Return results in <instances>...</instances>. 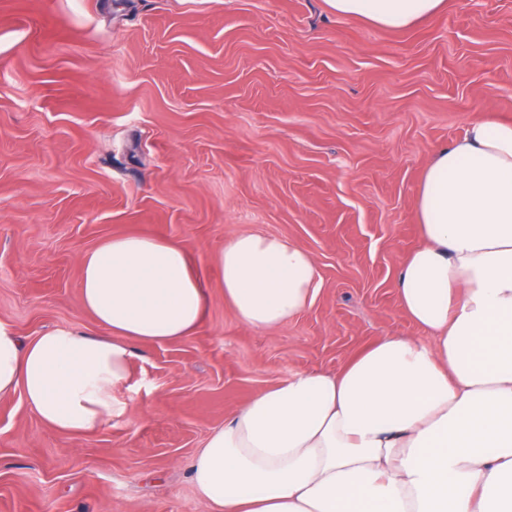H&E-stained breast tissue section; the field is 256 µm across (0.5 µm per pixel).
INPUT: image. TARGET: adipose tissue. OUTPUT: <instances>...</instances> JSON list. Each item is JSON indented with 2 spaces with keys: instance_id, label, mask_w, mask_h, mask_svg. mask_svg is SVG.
<instances>
[{
  "instance_id": "1",
  "label": "adipose tissue",
  "mask_w": 512,
  "mask_h": 512,
  "mask_svg": "<svg viewBox=\"0 0 512 512\" xmlns=\"http://www.w3.org/2000/svg\"><path fill=\"white\" fill-rule=\"evenodd\" d=\"M443 0H327L336 14L401 30ZM420 244L397 279L425 339L385 336L341 371L302 372L257 393L208 435L190 477L210 512H512V122L472 121L425 168ZM224 301L244 324L283 327L316 299L314 257L259 233L217 255ZM95 330L30 339L0 324V397L21 394L53 430L126 417L116 394L135 343L201 325L207 289L188 251L115 235L80 262Z\"/></svg>"
}]
</instances>
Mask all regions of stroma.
I'll use <instances>...</instances> for the list:
<instances>
[{"mask_svg": "<svg viewBox=\"0 0 512 512\" xmlns=\"http://www.w3.org/2000/svg\"><path fill=\"white\" fill-rule=\"evenodd\" d=\"M512 121V0H445L401 31L326 0H0V324L93 328L80 260L147 232L207 287L191 336L142 345L128 419L91 435L0 399V512H207L189 477L251 397L421 336L399 267L415 197L469 122ZM263 233L316 259L313 305L258 330L225 304L216 256Z\"/></svg>", "mask_w": 512, "mask_h": 512, "instance_id": "obj_1", "label": "stroma"}]
</instances>
